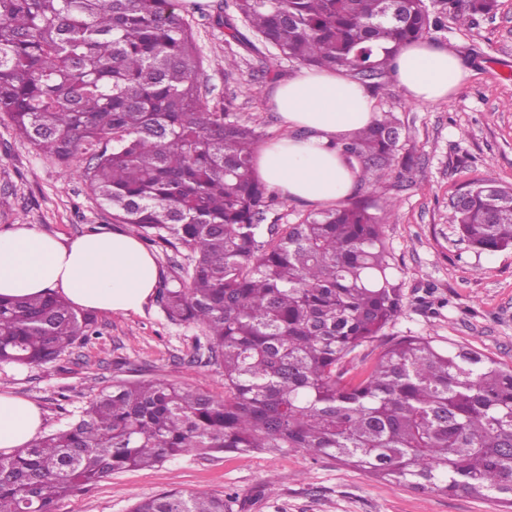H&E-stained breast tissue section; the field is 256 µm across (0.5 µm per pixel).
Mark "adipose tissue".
Returning a JSON list of instances; mask_svg holds the SVG:
<instances>
[{"instance_id":"ef3b65f1","label":"adipose tissue","mask_w":512,"mask_h":512,"mask_svg":"<svg viewBox=\"0 0 512 512\" xmlns=\"http://www.w3.org/2000/svg\"><path fill=\"white\" fill-rule=\"evenodd\" d=\"M393 64L395 81L415 103L446 100L468 78L454 53L426 39L401 45ZM272 103L289 132L259 148L254 160L259 178L309 203L347 198L357 171L335 143L376 119L371 90L346 70L302 67L278 83ZM158 278L154 257L131 235L95 233L69 241L26 224L0 233L3 297L55 292L83 310L137 312L153 295ZM44 426L34 402L0 392V452L33 443Z\"/></svg>"}]
</instances>
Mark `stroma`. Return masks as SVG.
<instances>
[{"label":"stroma","instance_id":"35a3bbf8","mask_svg":"<svg viewBox=\"0 0 512 512\" xmlns=\"http://www.w3.org/2000/svg\"><path fill=\"white\" fill-rule=\"evenodd\" d=\"M225 0H183L203 58L201 81L209 108L233 96L234 119L260 142L288 128L270 103L278 81L299 65L257 40H226L215 19ZM467 29L432 34L455 51L469 72L466 84L436 103L408 102L388 80L375 107L400 121L399 155L388 170L367 176L378 194L395 200L382 213V232L395 265L403 309L380 337L356 351L366 371L396 336H423L435 345L475 349L512 366V248L480 252L448 222L451 199L475 181L512 187V0ZM239 68L225 75V56ZM28 224L73 240L92 233H130L90 192L81 174L68 175L20 138L0 117V232ZM97 336L59 360L1 366L0 390L37 404L46 432L76 419L98 392L119 380L165 378L224 397V368L207 362L200 327L170 321L157 299L137 313L96 315ZM227 498L231 512H512L493 496H439L412 491L333 458L300 452L189 454L146 470L114 473L75 492L56 512H130L135 499L169 489Z\"/></svg>","mask_w":512,"mask_h":512}]
</instances>
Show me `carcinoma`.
Masks as SVG:
<instances>
[{
    "instance_id": "obj_1",
    "label": "carcinoma",
    "mask_w": 512,
    "mask_h": 512,
    "mask_svg": "<svg viewBox=\"0 0 512 512\" xmlns=\"http://www.w3.org/2000/svg\"><path fill=\"white\" fill-rule=\"evenodd\" d=\"M227 36L382 88L400 45L470 26L497 0H234ZM179 0H0V114L151 247L183 248L158 299L201 327L224 366V399L164 378L117 381L67 428L0 452V512H54L120 471L189 453L297 450L409 489L512 504V367L423 336L386 343L354 377L349 357L402 311L373 205L267 223L275 196L253 169L258 135L204 102ZM383 112L339 144L348 162L397 159ZM448 223L481 251L512 247V190L483 182ZM97 334L54 294L0 298V364L57 360ZM130 512H230L222 497L170 489Z\"/></svg>"
}]
</instances>
